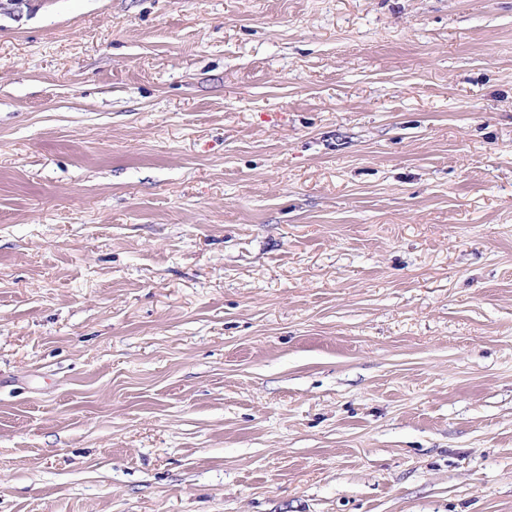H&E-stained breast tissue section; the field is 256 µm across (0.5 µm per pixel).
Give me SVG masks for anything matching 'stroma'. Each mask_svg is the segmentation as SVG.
Wrapping results in <instances>:
<instances>
[{
	"label": "stroma",
	"mask_w": 512,
	"mask_h": 512,
	"mask_svg": "<svg viewBox=\"0 0 512 512\" xmlns=\"http://www.w3.org/2000/svg\"><path fill=\"white\" fill-rule=\"evenodd\" d=\"M0 512H512V0L0 11Z\"/></svg>",
	"instance_id": "1"
}]
</instances>
